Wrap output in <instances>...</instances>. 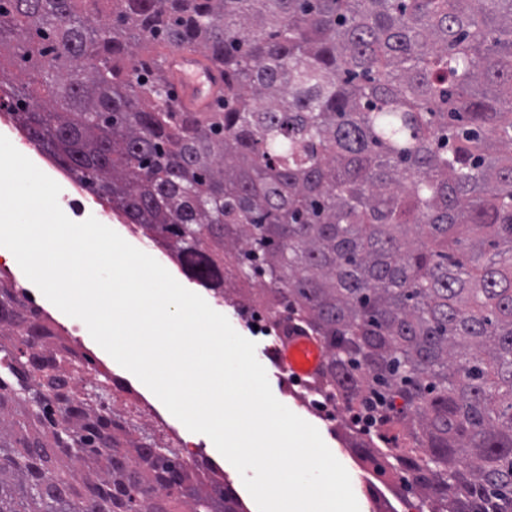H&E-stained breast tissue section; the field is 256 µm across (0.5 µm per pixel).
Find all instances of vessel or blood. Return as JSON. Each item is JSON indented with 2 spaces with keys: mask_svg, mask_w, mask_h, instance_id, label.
Wrapping results in <instances>:
<instances>
[{
  "mask_svg": "<svg viewBox=\"0 0 512 512\" xmlns=\"http://www.w3.org/2000/svg\"><path fill=\"white\" fill-rule=\"evenodd\" d=\"M165 65L183 108L191 112L210 111L214 99L224 88L220 72L188 50L166 53ZM326 358V350L318 337L293 325L280 330L274 366L289 379L298 382L319 379Z\"/></svg>",
  "mask_w": 512,
  "mask_h": 512,
  "instance_id": "b4317fda",
  "label": "vessel or blood"
}]
</instances>
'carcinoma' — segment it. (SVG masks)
<instances>
[{
  "mask_svg": "<svg viewBox=\"0 0 512 512\" xmlns=\"http://www.w3.org/2000/svg\"><path fill=\"white\" fill-rule=\"evenodd\" d=\"M158 44L222 66L212 111ZM5 48L41 88L0 63V112L215 296L319 337L375 468L512 512V0H0ZM53 336L0 286V512H243Z\"/></svg>",
  "mask_w": 512,
  "mask_h": 512,
  "instance_id": "1",
  "label": "carcinoma"
}]
</instances>
